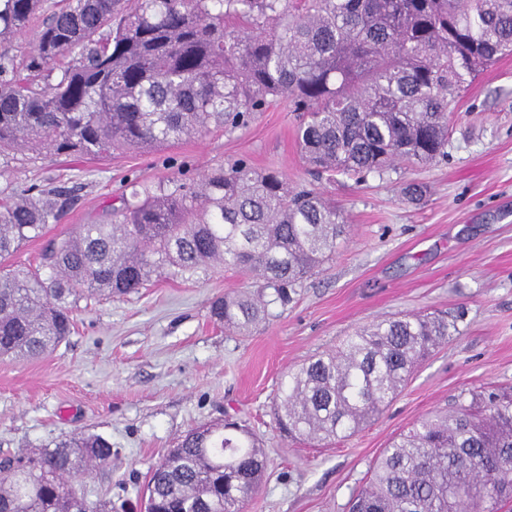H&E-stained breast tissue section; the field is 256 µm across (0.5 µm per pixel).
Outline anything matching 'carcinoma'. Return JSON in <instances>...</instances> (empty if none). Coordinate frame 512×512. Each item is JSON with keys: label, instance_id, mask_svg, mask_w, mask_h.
Here are the masks:
<instances>
[{"label": "carcinoma", "instance_id": "obj_1", "mask_svg": "<svg viewBox=\"0 0 512 512\" xmlns=\"http://www.w3.org/2000/svg\"><path fill=\"white\" fill-rule=\"evenodd\" d=\"M46 13L22 60L0 53V156L99 157L233 131L286 98L317 174L363 181L445 155L451 104L512 52V0H0V44ZM75 187L36 184L0 202V357L36 358L70 335L80 300L127 295L154 277L219 266L263 280L210 317L247 331L335 252L346 227L315 187L244 160L135 191L111 224L51 241L42 265L11 262L58 221ZM455 324L425 314L354 330L288 374L279 425L332 443L363 428ZM112 465V445L76 435L0 459V512H105L74 481ZM265 460L211 425L152 470L145 512H244ZM512 499V393H460L451 413L395 437L350 512H497Z\"/></svg>", "mask_w": 512, "mask_h": 512}]
</instances>
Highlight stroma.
<instances>
[{"label": "stroma", "mask_w": 512, "mask_h": 512, "mask_svg": "<svg viewBox=\"0 0 512 512\" xmlns=\"http://www.w3.org/2000/svg\"><path fill=\"white\" fill-rule=\"evenodd\" d=\"M448 155L356 182L316 175L296 142L287 101L246 127L153 152L74 158L27 152L0 158V191L80 184L45 239L17 259L37 264L46 238L110 219L133 188L195 181L246 160L290 185L315 187L349 225L333 257L296 285L288 305L249 334L210 318L211 301L255 292L254 278L214 268L154 279L139 292L79 303L74 330L36 359L0 358V457L23 456L73 434L112 445V464L81 479L89 500L140 512L152 468L192 428L234 422L254 433L266 467L245 512H348L384 448L419 418L449 410L462 391L512 388V54L479 75L451 109ZM427 188L417 201L404 189ZM410 313L457 320L367 427L329 447L280 432L276 396L289 371L354 328Z\"/></svg>", "instance_id": "stroma-1"}]
</instances>
